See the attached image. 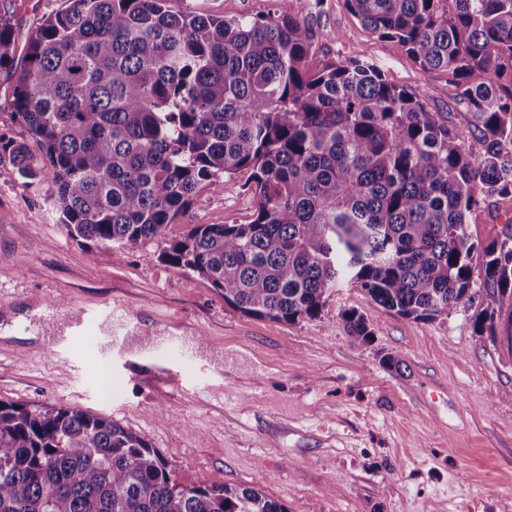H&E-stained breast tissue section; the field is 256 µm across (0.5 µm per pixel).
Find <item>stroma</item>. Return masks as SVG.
I'll return each instance as SVG.
<instances>
[{
	"label": "stroma",
	"mask_w": 512,
	"mask_h": 512,
	"mask_svg": "<svg viewBox=\"0 0 512 512\" xmlns=\"http://www.w3.org/2000/svg\"><path fill=\"white\" fill-rule=\"evenodd\" d=\"M65 0H0L18 47ZM174 12L227 18L262 15L271 0H168ZM294 16L322 37L312 64L368 57L387 79L447 113L460 133L471 114L446 76L422 72L391 40L369 34L345 0H291ZM248 171L204 185L164 238L112 257L61 229L50 175L19 177L0 157V401L77 406L144 437L189 486L205 480L256 487L288 512H512V342L475 319L498 294L480 288L468 310L414 321L361 288L329 296L318 318L278 323L243 315L196 275L162 262L192 224H245L257 198ZM512 200L486 199L468 219L482 275L483 249L501 239ZM111 305L126 321L103 357L71 335L66 317ZM356 310L373 333L350 341L342 315ZM175 334L200 341L176 386L141 383L164 356L140 340ZM396 359L382 364L384 355ZM115 382L103 394L99 372Z\"/></svg>",
	"instance_id": "obj_1"
}]
</instances>
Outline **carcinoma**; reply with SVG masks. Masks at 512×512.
Masks as SVG:
<instances>
[{
    "mask_svg": "<svg viewBox=\"0 0 512 512\" xmlns=\"http://www.w3.org/2000/svg\"><path fill=\"white\" fill-rule=\"evenodd\" d=\"M27 44L13 106L28 139L0 134L17 173L47 168L67 236L113 254L164 236L201 184L250 172L247 224H194L160 258L243 314L317 318L346 282L413 320L477 294L467 214L512 197V0H346L472 113L473 151L374 61L312 71L322 33L272 0L265 16L173 13L166 0H66ZM0 21V68L14 61ZM39 148L36 155L28 141ZM483 283L512 323V216ZM354 343L365 317L343 314ZM0 512H286L260 489L184 486L147 440L80 407L0 401Z\"/></svg>",
    "mask_w": 512,
    "mask_h": 512,
    "instance_id": "obj_1",
    "label": "carcinoma"
}]
</instances>
